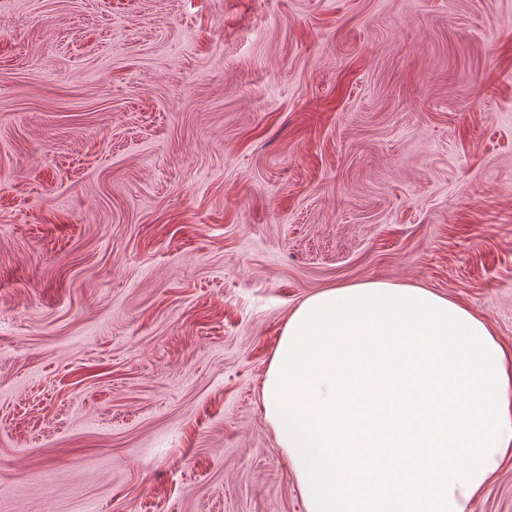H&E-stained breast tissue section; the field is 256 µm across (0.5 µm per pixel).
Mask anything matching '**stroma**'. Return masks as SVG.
I'll return each mask as SVG.
<instances>
[{
  "label": "stroma",
  "mask_w": 512,
  "mask_h": 512,
  "mask_svg": "<svg viewBox=\"0 0 512 512\" xmlns=\"http://www.w3.org/2000/svg\"><path fill=\"white\" fill-rule=\"evenodd\" d=\"M369 280L512 349V0H0V512H306L263 380Z\"/></svg>",
  "instance_id": "obj_1"
}]
</instances>
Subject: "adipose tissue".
<instances>
[{
  "label": "adipose tissue",
  "instance_id": "obj_1",
  "mask_svg": "<svg viewBox=\"0 0 512 512\" xmlns=\"http://www.w3.org/2000/svg\"><path fill=\"white\" fill-rule=\"evenodd\" d=\"M261 397L307 512H472L512 455V352L425 288L309 296Z\"/></svg>",
  "mask_w": 512,
  "mask_h": 512
}]
</instances>
